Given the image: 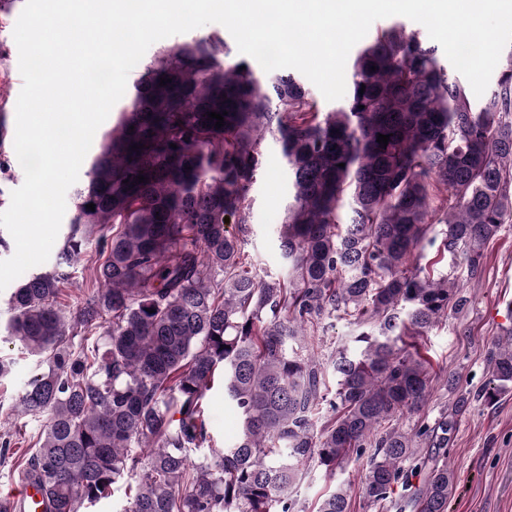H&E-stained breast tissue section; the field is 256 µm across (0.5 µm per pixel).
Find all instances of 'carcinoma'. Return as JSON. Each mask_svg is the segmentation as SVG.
<instances>
[{"label":"carcinoma","instance_id":"1","mask_svg":"<svg viewBox=\"0 0 512 512\" xmlns=\"http://www.w3.org/2000/svg\"><path fill=\"white\" fill-rule=\"evenodd\" d=\"M137 72L54 267L9 296L3 340L37 363L17 408L42 424L21 457L0 434V459L38 487L42 512H79L125 479L124 512H300L292 491L310 461L335 483L317 512H350L337 476L352 461L366 508L448 512L458 418L512 388V338L492 346L482 387L435 413L434 386L455 379L423 341L468 303L460 263L477 275L512 224V57L478 104L437 47L393 24L357 49L348 96L327 112L299 76L256 75L219 32ZM222 111L217 129L208 113ZM267 138L288 168L285 276L245 250ZM430 249L448 274L431 273ZM85 256L72 318L59 295ZM334 319L357 328L352 344L307 353V326ZM220 370L243 415L229 448L210 447L204 408Z\"/></svg>","mask_w":512,"mask_h":512}]
</instances>
